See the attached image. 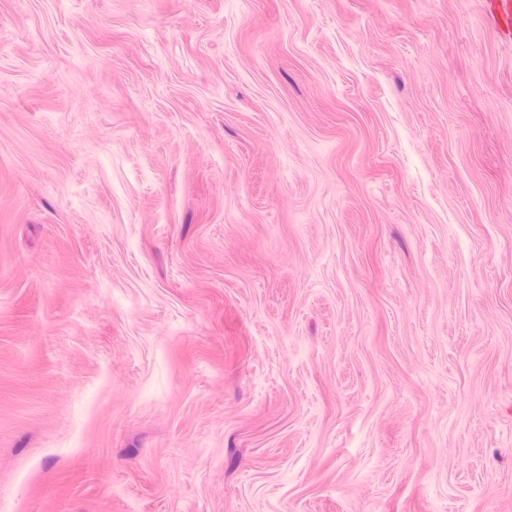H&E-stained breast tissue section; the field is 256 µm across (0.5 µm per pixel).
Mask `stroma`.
<instances>
[{"label":"stroma","mask_w":512,"mask_h":512,"mask_svg":"<svg viewBox=\"0 0 512 512\" xmlns=\"http://www.w3.org/2000/svg\"><path fill=\"white\" fill-rule=\"evenodd\" d=\"M0 512H512L481 0H0Z\"/></svg>","instance_id":"35a3bbf8"}]
</instances>
